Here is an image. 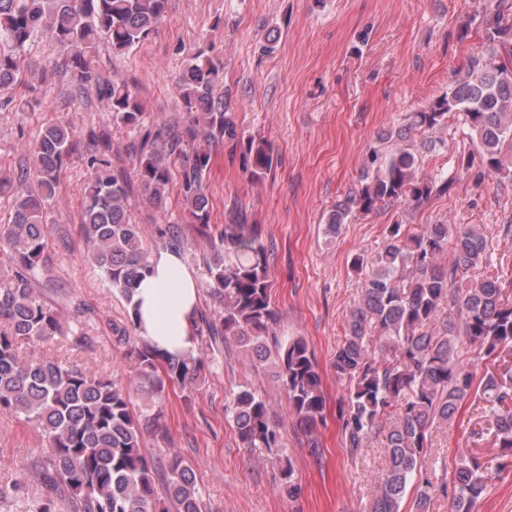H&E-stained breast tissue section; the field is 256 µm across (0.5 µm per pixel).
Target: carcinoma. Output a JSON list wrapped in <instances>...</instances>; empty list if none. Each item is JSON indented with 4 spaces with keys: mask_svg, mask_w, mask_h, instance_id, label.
<instances>
[{
    "mask_svg": "<svg viewBox=\"0 0 512 512\" xmlns=\"http://www.w3.org/2000/svg\"><path fill=\"white\" fill-rule=\"evenodd\" d=\"M169 0H0V90L12 86L23 56L37 37L66 54L69 81L81 95L91 85L105 100L112 122L136 134L146 112L129 84L101 78L100 45L124 55L146 39L167 13ZM485 53L472 57L464 74L444 96L413 113L410 127L432 130L456 112L474 133L464 165L474 162L490 174L505 170L501 145L512 140V4L497 0L485 16ZM224 62L203 51L186 63L177 83L184 107L183 127L142 151L134 166L148 200L160 206L178 173L187 217L207 232L210 200L206 172L211 150L229 143L240 150L242 167L259 179L274 166L265 140L238 136L237 126L219 93ZM77 144L66 122L40 131L25 162L0 174V198L12 200V213L0 224V249L9 250L11 271L0 272V409L13 410L33 423L43 438L37 479L44 493L26 498L20 485L0 481V503L17 512H206L194 470L178 452L157 461L141 446L151 429L164 438L160 424L166 388L196 386L209 371L206 358L158 354L137 333L134 313L116 329V342L128 347L137 363L134 381L47 359L36 348L60 337L80 350L91 337L64 327L57 309L42 299L36 276L44 262V225L59 174ZM180 169L172 171V159ZM81 214L91 263L106 282L132 302L149 266L138 225L131 222L129 185L108 163L93 158ZM451 181L420 171L408 147L372 151L360 186L328 213L327 231L338 234L359 214L369 215L390 202L417 207L450 191ZM452 248L447 266L438 256ZM217 256L207 266L216 308L201 317L198 335L209 344L232 336L261 362L272 361L300 424L313 429L323 419L326 398L313 352L301 337L269 339L276 312L271 305L270 255L257 227L234 215L219 237ZM494 247L470 228L424 224L411 232L388 226L386 241L374 255L357 254L352 267L363 274L357 307L346 320L334 356L338 377L347 382L342 408L344 443L355 454L381 433L387 470L372 512H402L408 490L418 488L415 512H427L434 485L421 459L431 447V429L452 420L468 397L484 423L477 440L492 438L499 448L494 469H512V364L482 376L458 363L459 341L474 347L475 357L498 362L512 351V281L486 276L463 284L464 276L493 261ZM30 354L20 355L22 346ZM151 399L154 412L143 417L133 394ZM232 419L243 448L263 450L281 461V486L299 495L281 433L269 419L266 402L243 389L234 399ZM487 461L471 453L460 458L450 481V512H474L491 479Z\"/></svg>",
    "mask_w": 512,
    "mask_h": 512,
    "instance_id": "cac0c4a2",
    "label": "carcinoma"
}]
</instances>
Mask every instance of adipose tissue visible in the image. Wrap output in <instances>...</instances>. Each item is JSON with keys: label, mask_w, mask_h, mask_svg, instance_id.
Listing matches in <instances>:
<instances>
[{"label": "adipose tissue", "mask_w": 512, "mask_h": 512, "mask_svg": "<svg viewBox=\"0 0 512 512\" xmlns=\"http://www.w3.org/2000/svg\"><path fill=\"white\" fill-rule=\"evenodd\" d=\"M151 271L134 291L138 334L159 352L194 353L199 285L182 255L170 248L150 256Z\"/></svg>", "instance_id": "1"}]
</instances>
